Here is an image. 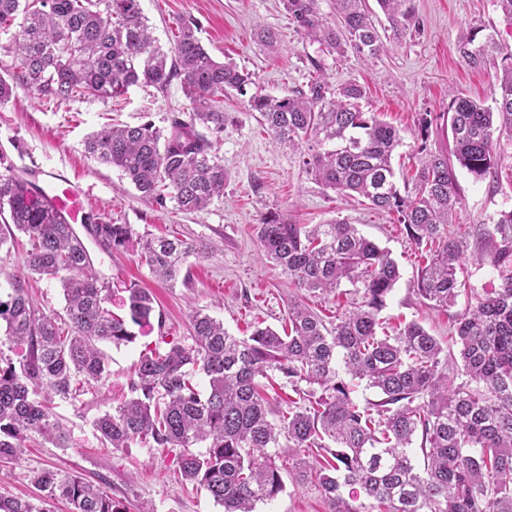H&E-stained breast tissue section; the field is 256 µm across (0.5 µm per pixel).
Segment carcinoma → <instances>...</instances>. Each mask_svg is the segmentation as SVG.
<instances>
[{
  "label": "carcinoma",
  "instance_id": "obj_1",
  "mask_svg": "<svg viewBox=\"0 0 512 512\" xmlns=\"http://www.w3.org/2000/svg\"><path fill=\"white\" fill-rule=\"evenodd\" d=\"M335 24L324 25L318 0H283L309 39L339 56L351 51L368 61L385 45L378 16L367 0H333ZM394 35L409 29L410 0H376ZM16 27L14 74L0 76V104L16 88L68 100L90 95L104 101L134 85L165 90L181 79L192 105L163 132L147 120L106 127L86 140L97 162L119 169L139 197L159 208L205 209L224 198L228 180L217 152L224 140V95L234 90L259 113L263 130L280 144L307 147L303 164L324 186L396 215L429 256L417 275L426 304L446 311L464 291L467 244L448 226L459 200L456 168L484 179L501 164L499 136L512 137V52L495 34L475 30L459 53L473 68L497 63L494 106L461 94L448 112L422 119L419 168L398 185L392 157L399 130L359 105L360 85L330 87L320 61L307 89L280 96L252 90V73L204 48L196 22L178 23L170 47L149 32L141 0H0V28ZM448 120L452 146L427 145L434 122ZM0 247L28 238L30 273L61 282L67 327L40 310L25 288L12 285L0 298V322L19 346L13 362L0 354V461L19 458L23 442L38 435L63 444L62 423L41 398H68L77 377L101 382L108 359L102 345L130 343V325L154 316L153 297L131 286L128 315L107 307L109 285L96 272L73 225L14 173L0 152ZM83 230L104 253L138 255L156 278L175 282L189 260L214 249L174 235L145 239L130 224L89 214ZM255 233L264 255L307 292L288 301V333L257 327L240 338L224 322L196 310L195 345L172 339L141 352L128 396L94 420L113 449L135 443L179 448L182 480L204 490L224 512H255L284 490L282 471L297 483L318 486L328 512H512V211L492 227L481 226L475 245L492 256L500 284L476 297L456 316L462 382L442 372L437 337L411 321L388 334L379 314L400 278L388 252L349 219L327 224H289L265 214ZM349 283L357 302L325 321L308 297L342 293ZM208 381L201 393L195 375ZM280 378L299 400L282 411L266 396ZM382 398H353L359 383ZM423 468L413 463L416 436ZM205 452L197 453L198 447ZM44 495L30 499L0 494V512H49L46 500L62 498L72 512H122L106 491L75 474L52 468L34 473ZM369 504L360 502V499Z\"/></svg>",
  "mask_w": 512,
  "mask_h": 512
}]
</instances>
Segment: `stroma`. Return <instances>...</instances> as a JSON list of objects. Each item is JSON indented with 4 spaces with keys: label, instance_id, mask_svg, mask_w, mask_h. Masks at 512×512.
<instances>
[{
    "label": "stroma",
    "instance_id": "1",
    "mask_svg": "<svg viewBox=\"0 0 512 512\" xmlns=\"http://www.w3.org/2000/svg\"><path fill=\"white\" fill-rule=\"evenodd\" d=\"M412 3L415 19L405 37L387 38L386 52L366 63L351 53L337 57L320 43L304 38L281 0H141V7L154 37L164 46L172 43L181 20L195 19L211 56L219 61L233 59L253 73L259 89L270 95L305 87L312 60H320L332 86L358 83L364 90L362 109L399 130L403 144L393 165L409 169L415 165L418 128L425 113L447 111L455 92L487 105L492 102L496 70L490 65H466L459 53L462 37L482 29L495 33L501 46L512 51V20L504 17L494 0ZM261 27L278 33L277 51H268L257 42L255 33ZM190 110L176 79L162 92L130 87L109 105L91 96L56 100L22 89L0 105V150L7 152L13 166L79 177L87 189L90 210L113 223L133 225L139 234L178 232L215 249L212 258L192 261L187 283L172 286L156 280L133 254L111 256L91 249L96 270L112 289L110 310L126 315L125 289L134 284L152 293L161 319L136 328L132 343L105 345L109 373L101 382L90 385L76 378L74 397L49 402V412L67 430L65 445L38 437L27 440L20 459L0 462L2 493L36 495L31 482L34 473L54 467L100 485L122 512H138L145 503L152 504L156 512H222L205 491L182 482L177 471L178 449L135 444L113 450L101 442L93 421L111 407L113 399L127 393L140 353L154 347L161 334L192 345L189 316L193 310L223 320L225 328L239 337L250 335L259 324L278 331L287 327L288 300L299 290L259 247L253 226L262 214H279L291 224H326L338 218L357 224L365 236L388 251L400 271L382 312L384 320L393 325L418 322L446 347L452 344L453 316L465 312L477 295L499 283L489 258L472 246L463 259L467 292L446 313L421 303L417 295L420 252L395 217L359 205L316 181L302 163L303 148L273 142L234 93L224 98L228 120L219 152L229 179L223 199L203 211L184 214L171 205L157 209L140 199L119 169L99 164L85 151V139L104 125L149 120L165 129L172 116ZM457 178L461 199L449 229L467 240L476 225L495 223L501 212L512 210V139L501 140L497 178L477 181L463 169ZM26 249L22 237L0 248V284L20 281L38 307L64 314L59 280L30 274ZM257 510L327 512V504L315 485L289 482L274 500L258 505Z\"/></svg>",
    "mask_w": 512,
    "mask_h": 512
}]
</instances>
